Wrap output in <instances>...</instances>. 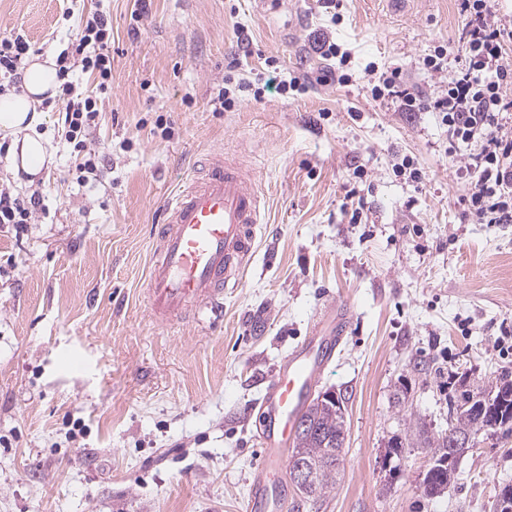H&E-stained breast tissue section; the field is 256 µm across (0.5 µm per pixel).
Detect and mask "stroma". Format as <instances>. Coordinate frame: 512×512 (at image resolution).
Listing matches in <instances>:
<instances>
[{
	"instance_id": "obj_1",
	"label": "stroma",
	"mask_w": 512,
	"mask_h": 512,
	"mask_svg": "<svg viewBox=\"0 0 512 512\" xmlns=\"http://www.w3.org/2000/svg\"><path fill=\"white\" fill-rule=\"evenodd\" d=\"M112 20V84L86 150L44 125L54 162L35 183L0 162V187L39 193L24 232L0 224V512H243L260 447L252 405L327 302L354 320L318 390L349 389L343 465L302 512H495L512 483V434L481 436L442 496L423 492L448 428L452 372L488 392L512 375V224H479L448 129L373 100L372 70L402 68L437 93L456 74L458 0H0V34L57 56L81 17ZM244 26V70L277 60L261 101L213 111ZM322 33L349 53L347 83L320 82ZM443 46L448 69L428 72ZM298 77L305 89L283 91ZM223 150L257 179L266 229L240 287L206 328L155 323L144 301L152 226L200 154ZM413 160V182L397 164ZM363 168L356 177L355 168ZM409 439L392 470L378 459Z\"/></svg>"
}]
</instances>
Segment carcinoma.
<instances>
[{
	"instance_id": "cac0c4a2",
	"label": "carcinoma",
	"mask_w": 512,
	"mask_h": 512,
	"mask_svg": "<svg viewBox=\"0 0 512 512\" xmlns=\"http://www.w3.org/2000/svg\"><path fill=\"white\" fill-rule=\"evenodd\" d=\"M300 421L309 422L313 431L303 430L296 433L288 465L297 462L307 464L313 474L312 480L307 486L297 488V491L304 502L315 504L336 485L342 463L341 454L337 453V450L344 439L346 420L335 405L327 406L312 401ZM484 426L485 422L475 417L451 415L448 420V432L433 438H423L425 447L432 449V458L441 466L437 476H443L450 482L455 478L454 471L442 466V461L447 455L449 436L468 433L476 435Z\"/></svg>"
}]
</instances>
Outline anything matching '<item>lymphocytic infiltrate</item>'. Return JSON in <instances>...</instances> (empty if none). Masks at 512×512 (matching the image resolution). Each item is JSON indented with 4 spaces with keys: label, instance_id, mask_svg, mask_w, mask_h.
<instances>
[{
    "label": "lymphocytic infiltrate",
    "instance_id": "1",
    "mask_svg": "<svg viewBox=\"0 0 512 512\" xmlns=\"http://www.w3.org/2000/svg\"><path fill=\"white\" fill-rule=\"evenodd\" d=\"M467 19L463 61L440 94L426 97L408 87L401 69L380 73L371 95L389 98L404 112L437 113L448 128V152L458 156L467 183L462 202L480 224L512 223V25L502 23L493 0H460ZM240 54L227 65L225 86L213 98L215 111L233 110L240 101H261L262 75L237 78L252 41L240 34ZM112 21L103 13L82 19L75 40L56 57L57 78L66 106L57 123L74 152L86 148V136L100 109L95 95L80 92L75 73L97 78L99 90L112 82ZM31 45L22 34L0 36V92L21 89L25 60ZM470 153H461V145Z\"/></svg>",
    "mask_w": 512,
    "mask_h": 512
}]
</instances>
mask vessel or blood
I'll return each mask as SVG.
<instances>
[{
	"label": "vessel or blood",
	"instance_id": "1",
	"mask_svg": "<svg viewBox=\"0 0 512 512\" xmlns=\"http://www.w3.org/2000/svg\"><path fill=\"white\" fill-rule=\"evenodd\" d=\"M262 209L260 189L241 164L219 155L194 163L188 185L168 198L154 227L145 298L156 322L174 326L223 310L226 289L239 286L254 258ZM349 313V306L326 304L259 401L261 466L244 512H285L282 475L295 426L345 338Z\"/></svg>",
	"mask_w": 512,
	"mask_h": 512
}]
</instances>
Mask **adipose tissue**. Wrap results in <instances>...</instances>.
Returning a JSON list of instances; mask_svg holds the SVG:
<instances>
[{"label": "adipose tissue", "mask_w": 512, "mask_h": 512, "mask_svg": "<svg viewBox=\"0 0 512 512\" xmlns=\"http://www.w3.org/2000/svg\"><path fill=\"white\" fill-rule=\"evenodd\" d=\"M58 90L55 62L35 55L24 70L22 93L0 95V138L10 143L14 169L27 175L39 174L52 161L48 134L40 129L44 122L40 106Z\"/></svg>", "instance_id": "ef3b65f1"}]
</instances>
